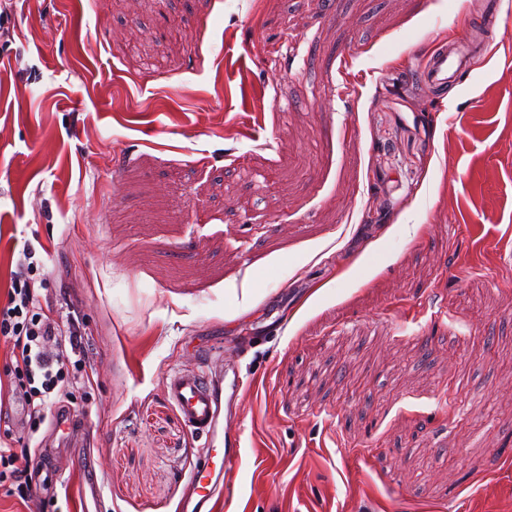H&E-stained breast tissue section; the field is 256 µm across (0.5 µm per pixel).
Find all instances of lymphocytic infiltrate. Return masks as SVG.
<instances>
[{"instance_id": "obj_1", "label": "lymphocytic infiltrate", "mask_w": 512, "mask_h": 512, "mask_svg": "<svg viewBox=\"0 0 512 512\" xmlns=\"http://www.w3.org/2000/svg\"><path fill=\"white\" fill-rule=\"evenodd\" d=\"M34 251L23 248L5 285L0 304V340L7 345L10 385L0 392V405L15 403L23 412L24 429L35 433L46 418V409L69 415L67 404L72 371L85 362L79 325L44 313L30 274ZM10 480L20 502H28L32 489L27 465L13 448L11 433L0 436V480Z\"/></svg>"}]
</instances>
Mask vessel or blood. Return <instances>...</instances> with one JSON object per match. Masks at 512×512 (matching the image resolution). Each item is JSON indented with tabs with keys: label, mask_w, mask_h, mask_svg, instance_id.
<instances>
[{
	"label": "vessel or blood",
	"mask_w": 512,
	"mask_h": 512,
	"mask_svg": "<svg viewBox=\"0 0 512 512\" xmlns=\"http://www.w3.org/2000/svg\"><path fill=\"white\" fill-rule=\"evenodd\" d=\"M463 44L438 47L424 62L421 76L423 84L430 90H439L452 85L468 54ZM165 391L178 407L184 423L206 440H214L219 432L222 412V393L201 372H177L166 381ZM236 453H224L220 464L204 459L193 473L196 486L194 496L185 506L188 512H214L212 502L224 493V473L233 467Z\"/></svg>",
	"instance_id": "vessel-or-blood-1"
}]
</instances>
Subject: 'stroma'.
<instances>
[{"mask_svg":"<svg viewBox=\"0 0 512 512\" xmlns=\"http://www.w3.org/2000/svg\"><path fill=\"white\" fill-rule=\"evenodd\" d=\"M5 6L0 303L32 244L91 378L30 512H180L201 369L244 382L221 512H512V0ZM469 51V47L462 43L450 48L447 45L438 47L423 64L421 71L423 84L433 91L452 85Z\"/></svg>","mask_w":512,"mask_h":512,"instance_id":"stroma-1","label":"stroma"}]
</instances>
